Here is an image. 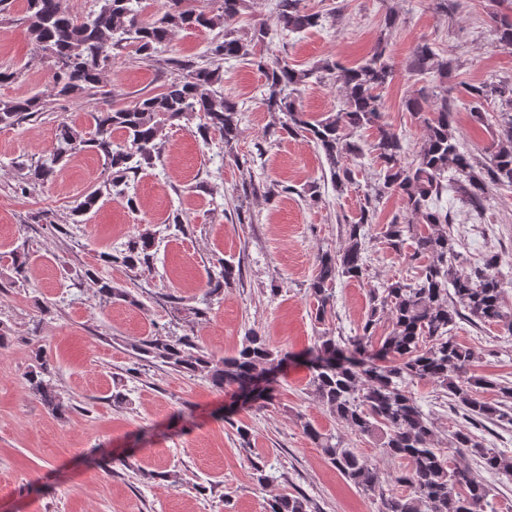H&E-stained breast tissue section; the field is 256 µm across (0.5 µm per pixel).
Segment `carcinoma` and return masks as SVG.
I'll return each mask as SVG.
<instances>
[{"label": "carcinoma", "mask_w": 512, "mask_h": 512, "mask_svg": "<svg viewBox=\"0 0 512 512\" xmlns=\"http://www.w3.org/2000/svg\"><path fill=\"white\" fill-rule=\"evenodd\" d=\"M23 24L27 36L51 59L56 95L88 101L98 94L101 71L112 62V53L130 48L150 60L166 51L173 32L190 28H221L223 34L206 50V62L181 64L184 75L167 84L162 92L128 105L91 113L93 131L83 133L65 122L57 127V147L46 159L28 166L14 192L27 195L50 181L57 166L70 154L91 149L104 158L109 178L72 209L77 217L88 213L103 194L122 196L139 171L154 165L164 151L161 133L165 126L182 119L199 118L196 134L203 142L217 135L226 152L239 140L238 102L219 94L222 61L251 59L264 77L262 105L283 116L281 130L301 137L324 154L336 191L354 184L349 159L362 154L353 140L357 130L374 131L372 150L381 165L382 177L372 187V196L356 221L346 225L344 246L337 252L316 257V273L309 284L315 321L322 323L334 308L333 285L340 278L363 282L368 278L367 228L372 223V201L398 194L406 211L417 221L393 217L382 232L384 245L400 255L411 244L412 261L421 263L416 279L397 280L368 291V311L358 334L340 345L331 331L317 337L310 385L312 392L338 424L359 437H375L386 455L406 463L405 469L383 475L369 459L345 446L341 436L324 433L303 423L307 438L320 448L336 471L360 491L373 497L378 512H488L493 487L474 468L512 478V455L485 444L470 430L457 429L452 448L433 447L434 425L423 412L408 385L430 381L448 395L450 408L470 425L483 422L512 424V384L471 373L474 350L460 343L453 330L459 320L477 328L500 326L512 336V308L504 306L503 288L496 275L503 258L487 253L469 271L458 268L460 241L452 235L448 212L430 207L446 190L444 174L458 175L460 189L471 209L480 213L494 187H512V113L500 114L499 134L489 150L477 156L465 149L451 133L453 88L443 87L436 103L423 90L405 101V109L426 130L412 161H406L403 139L383 120L385 109L380 91L397 76L387 55V43L379 40L356 65L324 62L316 68L298 69L285 59L257 53L273 31L301 32L321 24L317 13L306 11L303 0H274L273 22H256L243 40L228 28L244 7L245 0H220L217 14H207L189 5V0H167V10L158 20L141 19L143 0H100L99 10L85 18L72 15L61 0H24ZM498 42L512 48V15L497 14ZM450 63L427 43L416 45L407 70L419 76L448 79ZM329 76L344 97V108L332 117L312 119L299 109L301 87L317 73ZM470 112L483 120L484 103L498 98L512 106V81L479 83L465 88ZM47 103L38 96L0 100V125L17 124ZM155 232L149 228L131 236L119 250L103 252L100 261L136 273L155 259ZM28 254L11 253L14 273L26 282ZM103 303L141 304L132 291L88 269ZM240 278V269L228 261L208 277L207 290L193 306L170 298L173 312L202 322L207 320L212 297ZM390 322L385 336L376 337L377 325ZM39 326L26 342L31 346L25 374L29 393L53 415H63L69 404L51 382L52 368L40 346ZM135 358L146 365L165 366L194 376L206 373L221 392L233 391L244 402L263 408L275 399L273 379L268 374L280 368L287 353L270 345L266 336L251 331L235 355L217 358L208 353L198 337L152 336L128 343ZM494 389L499 400L490 403L481 392ZM476 467H471L470 462ZM409 493L396 491V486ZM268 512H317L303 494H282L269 503Z\"/></svg>", "instance_id": "carcinoma-1"}]
</instances>
